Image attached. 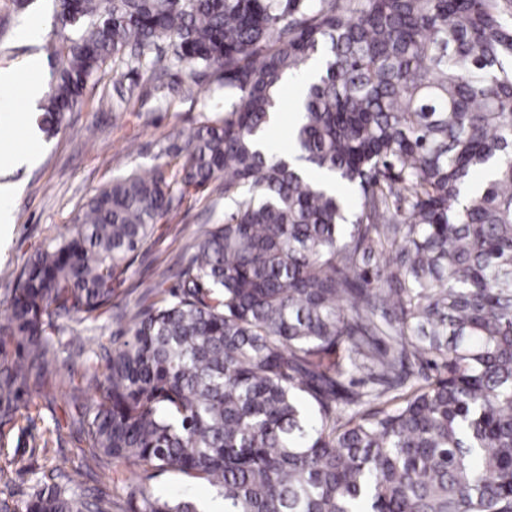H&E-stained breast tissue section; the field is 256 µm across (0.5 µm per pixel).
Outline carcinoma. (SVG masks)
Returning a JSON list of instances; mask_svg holds the SVG:
<instances>
[{
  "instance_id": "1",
  "label": "carcinoma",
  "mask_w": 512,
  "mask_h": 512,
  "mask_svg": "<svg viewBox=\"0 0 512 512\" xmlns=\"http://www.w3.org/2000/svg\"><path fill=\"white\" fill-rule=\"evenodd\" d=\"M53 26L79 35L46 130L115 60L218 71L225 112L175 173L114 178L24 267L0 429L56 372L57 319L112 309L174 198L222 177L229 210L69 381L80 467L0 512H111L79 492L107 458L205 482L224 512H512V0H56ZM297 73L283 156L257 137ZM138 493L133 512H204Z\"/></svg>"
}]
</instances>
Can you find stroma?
Segmentation results:
<instances>
[{
	"instance_id": "obj_1",
	"label": "stroma",
	"mask_w": 512,
	"mask_h": 512,
	"mask_svg": "<svg viewBox=\"0 0 512 512\" xmlns=\"http://www.w3.org/2000/svg\"><path fill=\"white\" fill-rule=\"evenodd\" d=\"M54 11L55 0H24L20 6L0 0V68H21L34 55L42 61L34 78L48 83L57 63L54 49L61 41L53 31ZM188 81L186 68L178 65H168L156 79L129 74L120 63L108 64L106 73L89 83L83 105L67 113L50 134L41 129V108L29 106L22 87L0 91V144L31 146L40 154L35 168L10 175L21 191L12 203V231L0 241V300L10 298L27 262L54 231L71 223L99 188L134 169L175 163L169 146L183 145L200 124L223 115L224 90L218 75L204 77L192 91H180V84ZM224 209L223 196L211 187L176 204L155 237L138 251L119 303H134L164 268L175 271L185 265L188 245L205 225L223 222ZM61 325V379L82 374L84 361L78 358V349L89 352L111 345L127 330L109 313L92 329L67 319ZM29 400V418L0 433V468L20 502L50 468L69 472L81 462L80 435L73 424L77 411L68 387L34 393ZM45 436L51 437L56 450L50 462L38 448ZM138 487L185 494L214 505L221 502L216 492L186 476L165 473L143 481L118 461L86 474L81 485L88 493L104 490L112 512H131L130 494Z\"/></svg>"
}]
</instances>
